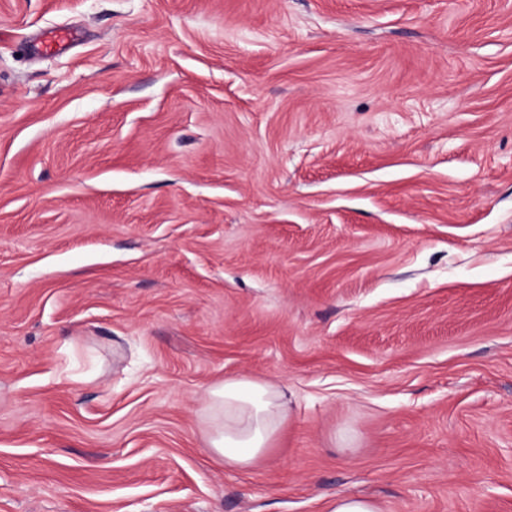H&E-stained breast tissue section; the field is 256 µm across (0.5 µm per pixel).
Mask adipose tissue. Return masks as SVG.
I'll use <instances>...</instances> for the list:
<instances>
[{"label": "adipose tissue", "instance_id": "adipose-tissue-1", "mask_svg": "<svg viewBox=\"0 0 512 512\" xmlns=\"http://www.w3.org/2000/svg\"><path fill=\"white\" fill-rule=\"evenodd\" d=\"M204 411L211 452L235 469L251 467L263 457L290 416L281 385L247 377L211 387Z\"/></svg>", "mask_w": 512, "mask_h": 512}]
</instances>
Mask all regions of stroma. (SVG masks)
<instances>
[{
    "label": "stroma",
    "instance_id": "1",
    "mask_svg": "<svg viewBox=\"0 0 512 512\" xmlns=\"http://www.w3.org/2000/svg\"><path fill=\"white\" fill-rule=\"evenodd\" d=\"M343 495L512 512V0H0V512ZM204 411L211 452L235 469L249 468L263 457L290 416L281 385L247 377L211 387Z\"/></svg>",
    "mask_w": 512,
    "mask_h": 512
}]
</instances>
